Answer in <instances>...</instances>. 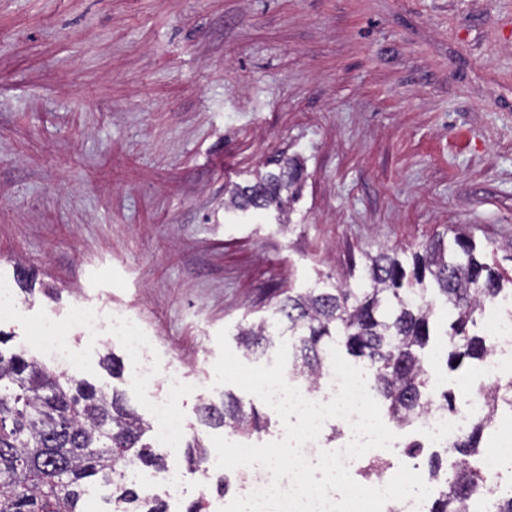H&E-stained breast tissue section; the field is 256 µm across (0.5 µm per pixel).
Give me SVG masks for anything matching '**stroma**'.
Segmentation results:
<instances>
[{
	"mask_svg": "<svg viewBox=\"0 0 512 512\" xmlns=\"http://www.w3.org/2000/svg\"><path fill=\"white\" fill-rule=\"evenodd\" d=\"M287 157L303 168L289 223L225 212L224 187ZM464 229L512 278V0H0V278L17 313L0 352L41 358L37 327L74 303L111 306L188 375L174 399L186 438L203 424L216 334L270 316L279 291L347 275L352 260ZM426 360L465 406L479 362ZM74 376L150 418L119 341L80 337ZM115 353L112 377L101 363ZM168 512L223 507L239 473L189 472Z\"/></svg>",
	"mask_w": 512,
	"mask_h": 512,
	"instance_id": "obj_1",
	"label": "stroma"
}]
</instances>
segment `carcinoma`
Wrapping results in <instances>:
<instances>
[{
  "label": "carcinoma",
  "mask_w": 512,
  "mask_h": 512,
  "mask_svg": "<svg viewBox=\"0 0 512 512\" xmlns=\"http://www.w3.org/2000/svg\"><path fill=\"white\" fill-rule=\"evenodd\" d=\"M300 172L291 160L255 182L235 184L224 208L285 211L300 192ZM349 278L323 288L288 291L271 316L238 329L246 354L266 348L285 332L297 337L293 373L315 384L342 346L366 364L372 388L390 421L408 425L430 399L433 387L425 349L435 335L436 314L448 311L446 366L452 370L490 351L476 331L486 306L504 297L503 278L485 263L474 241L461 231L450 242L439 237L417 247L381 248L352 265ZM512 408V382L488 393V417L474 421L452 443L458 459L439 479L440 462L430 461L439 486L428 512H468L485 474L476 464L480 441L501 405ZM204 421L242 436L264 429L255 407L245 409L228 394L224 405L204 404ZM144 420L124 396L50 369L23 353H0V512H84L87 485L112 482V512H166L142 502L127 487L125 470L137 462L165 466V457L141 443ZM207 447L198 436L187 444L188 470L200 469Z\"/></svg>",
  "instance_id": "obj_1"
}]
</instances>
